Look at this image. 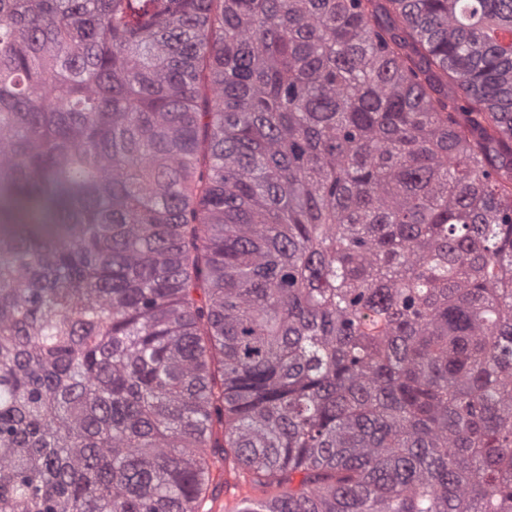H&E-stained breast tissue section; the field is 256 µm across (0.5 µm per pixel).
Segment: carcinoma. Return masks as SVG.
<instances>
[{"instance_id":"cac0c4a2","label":"carcinoma","mask_w":512,"mask_h":512,"mask_svg":"<svg viewBox=\"0 0 512 512\" xmlns=\"http://www.w3.org/2000/svg\"><path fill=\"white\" fill-rule=\"evenodd\" d=\"M512 0H0V512H512ZM240 476L238 470L226 467L224 471V496L213 503L212 511L219 512L223 509L224 503L228 507L234 506L240 490Z\"/></svg>"}]
</instances>
